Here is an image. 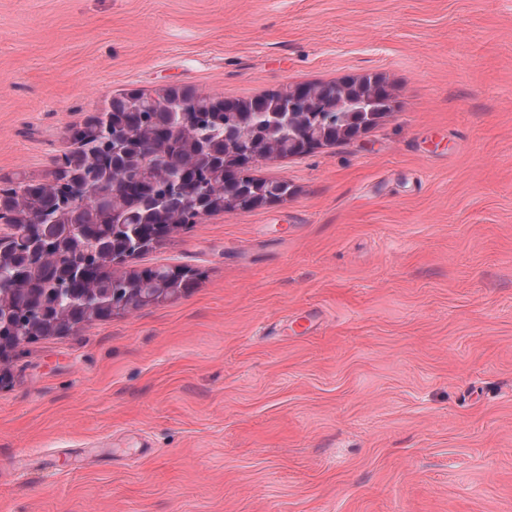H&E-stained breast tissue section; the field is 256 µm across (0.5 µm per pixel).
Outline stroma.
I'll return each instance as SVG.
<instances>
[{
  "label": "stroma",
  "instance_id": "1",
  "mask_svg": "<svg viewBox=\"0 0 512 512\" xmlns=\"http://www.w3.org/2000/svg\"><path fill=\"white\" fill-rule=\"evenodd\" d=\"M369 76L286 202L124 266L197 288L13 353L0 512H512V0H0V177L124 90Z\"/></svg>",
  "mask_w": 512,
  "mask_h": 512
}]
</instances>
